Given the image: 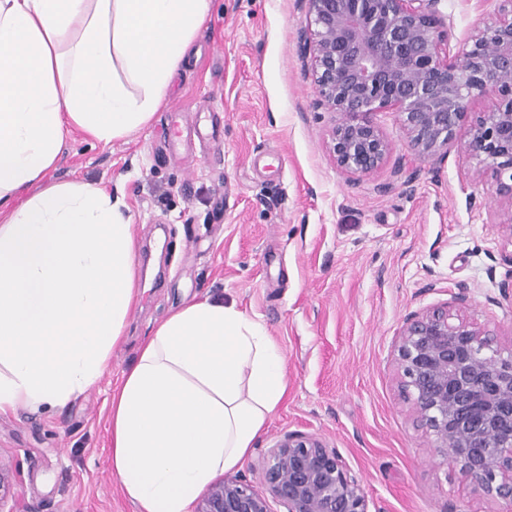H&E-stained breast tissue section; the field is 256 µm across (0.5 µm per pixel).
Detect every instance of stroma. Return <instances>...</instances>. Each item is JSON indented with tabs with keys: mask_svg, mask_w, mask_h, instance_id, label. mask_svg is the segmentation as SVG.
I'll return each instance as SVG.
<instances>
[{
	"mask_svg": "<svg viewBox=\"0 0 512 512\" xmlns=\"http://www.w3.org/2000/svg\"><path fill=\"white\" fill-rule=\"evenodd\" d=\"M451 55L500 0H440ZM305 0H212L153 123L104 146L72 135L50 177L123 195L140 243V292L98 387L62 410L0 415V460L17 512H138L109 468L110 398L142 339L191 298L221 297L261 321L287 360V392L240 468L261 481L284 435L317 436L360 480L371 512H505L436 452L402 389L405 315L470 290L462 317L512 348L508 210L463 152L414 154L399 113L373 117L392 149L349 175L318 113ZM181 129L171 141V122Z\"/></svg>",
	"mask_w": 512,
	"mask_h": 512,
	"instance_id": "1",
	"label": "stroma"
}]
</instances>
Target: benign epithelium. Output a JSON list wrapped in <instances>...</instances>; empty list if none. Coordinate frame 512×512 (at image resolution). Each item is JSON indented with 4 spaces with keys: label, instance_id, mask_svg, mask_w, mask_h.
Returning a JSON list of instances; mask_svg holds the SVG:
<instances>
[{
    "label": "benign epithelium",
    "instance_id": "7a95c632",
    "mask_svg": "<svg viewBox=\"0 0 512 512\" xmlns=\"http://www.w3.org/2000/svg\"><path fill=\"white\" fill-rule=\"evenodd\" d=\"M310 24L301 51L311 57L315 108L331 128L336 165L351 175L375 170L390 144L373 121L399 112L416 155H444L476 97L500 103L469 124L461 148L479 164L493 202L512 206V0L499 20L474 28L461 57L448 52L439 0H305ZM396 363L404 390L438 453L474 493L512 507V350L494 348L489 331L448 306L405 316ZM265 491L224 476L196 512H370L358 478L336 449L290 433L269 452ZM12 499V472L0 461V512Z\"/></svg>",
    "mask_w": 512,
    "mask_h": 512
}]
</instances>
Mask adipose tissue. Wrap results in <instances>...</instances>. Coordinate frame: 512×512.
<instances>
[{"label": "adipose tissue", "instance_id": "adipose-tissue-1", "mask_svg": "<svg viewBox=\"0 0 512 512\" xmlns=\"http://www.w3.org/2000/svg\"><path fill=\"white\" fill-rule=\"evenodd\" d=\"M210 0H0V414L99 384L137 294L123 197L52 182L70 134L150 126ZM286 358L235 304L186 301L111 395L109 466L140 512H191L282 401Z\"/></svg>", "mask_w": 512, "mask_h": 512}]
</instances>
